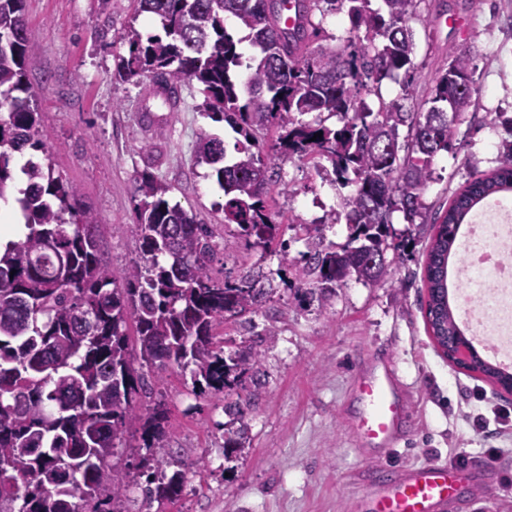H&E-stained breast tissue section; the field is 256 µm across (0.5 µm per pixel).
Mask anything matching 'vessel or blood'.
<instances>
[{
    "instance_id": "1",
    "label": "vessel or blood",
    "mask_w": 512,
    "mask_h": 512,
    "mask_svg": "<svg viewBox=\"0 0 512 512\" xmlns=\"http://www.w3.org/2000/svg\"><path fill=\"white\" fill-rule=\"evenodd\" d=\"M351 395L358 408L348 416L347 425L358 442L370 449L399 446L408 405L400 394L394 369L361 370ZM467 476V471L438 462L403 470L370 495L368 510L432 512L436 505L453 501L457 486Z\"/></svg>"
}]
</instances>
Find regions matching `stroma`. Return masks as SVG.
Listing matches in <instances>:
<instances>
[{"label": "stroma", "mask_w": 512, "mask_h": 512, "mask_svg": "<svg viewBox=\"0 0 512 512\" xmlns=\"http://www.w3.org/2000/svg\"><path fill=\"white\" fill-rule=\"evenodd\" d=\"M135 0H26L31 38L28 82L35 93L49 154L28 151L16 158L51 160L75 184L99 223L105 224L104 258L114 274L139 259L131 226L139 197L137 179L150 170L168 186L170 203L196 213L206 224L224 221V192L210 166L198 163L201 133L224 141L234 158L237 134L199 111L198 85L182 88L176 111L145 99L141 84L114 80L112 73L128 45V27L142 34L161 28ZM433 24H414V63L420 98H428L451 45L476 44L475 78L481 87L457 126L464 147L439 153L438 178L423 192L431 211L442 212L471 176L497 165L500 129L496 111L512 117V0H432ZM282 187L268 196L273 215L297 224L325 223L327 241L347 240L344 225L330 216L351 186L322 179L313 164L290 159L281 165ZM397 230H409L411 260L398 267L394 286L352 282L326 302L299 300L277 248L247 246L233 234L219 239V264L238 278L260 268L275 287L263 311L247 323L226 324L224 348L241 338L275 328L265 345L262 384L249 416L250 445L224 456L223 394L193 393L189 374L171 368L154 387L168 414L170 470L186 469L181 496L168 512H364L374 484L391 472L430 461L456 465L458 456L476 465L472 480L461 482L458 506L434 512H512V394L482 375L448 361L428 331L422 306L423 249L431 225L408 227L393 213ZM393 359L409 407L406 440L392 453L375 457L347 428L354 376L373 358ZM497 449L488 459V449Z\"/></svg>", "instance_id": "1"}]
</instances>
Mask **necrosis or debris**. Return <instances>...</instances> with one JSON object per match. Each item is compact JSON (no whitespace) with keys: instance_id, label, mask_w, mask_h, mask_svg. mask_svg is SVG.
I'll return each mask as SVG.
<instances>
[{"instance_id":"1","label":"necrosis or debris","mask_w":512,"mask_h":512,"mask_svg":"<svg viewBox=\"0 0 512 512\" xmlns=\"http://www.w3.org/2000/svg\"><path fill=\"white\" fill-rule=\"evenodd\" d=\"M461 245L459 314L503 356H512V202L479 215Z\"/></svg>"}]
</instances>
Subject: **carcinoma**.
<instances>
[{"label": "carcinoma", "mask_w": 512, "mask_h": 512, "mask_svg": "<svg viewBox=\"0 0 512 512\" xmlns=\"http://www.w3.org/2000/svg\"><path fill=\"white\" fill-rule=\"evenodd\" d=\"M139 12L159 18L165 37H143L129 27L121 36L129 53L113 78L137 79L148 98L156 86L178 95L195 82L204 115L243 137L232 163L224 140L208 133L196 145L198 162L212 166L224 191V228L251 246L280 243L281 263L295 268V292L323 306L351 281L394 282V262L404 263L408 240L391 216L434 224L426 250L425 318L439 347L444 338L464 342L448 298V261L457 231L487 198L512 192V117L500 121L506 137L498 165L472 177L441 215L422 201L434 180L441 151L462 148L455 125L479 92L471 68L476 47L448 48V64L430 97L412 109L398 101L365 98L385 79H401L404 99H414V21L425 22L430 0H297L294 27H278L268 0H137ZM346 11L349 35L331 49L311 48L321 33L315 14ZM232 19L248 30L259 56L243 60L228 33ZM31 41L24 0H0V201L13 188L11 161L27 148L49 156L32 106L26 62ZM315 113L312 122L299 117ZM334 117L337 125H325ZM280 120L274 153L261 134ZM405 136H400L401 129ZM322 133L316 138L314 134ZM324 159L330 181L354 185L331 223L346 224L343 245L324 243L325 224H305L309 251L300 262L280 241L284 220L268 208L280 184V162ZM27 186L16 202L22 235L0 244V500L18 512H121L117 502L135 482L118 464L127 426L142 422L141 441L155 462L145 488L156 512L182 493L185 472L166 473L167 417L147 372L176 367L194 388L224 394V454L250 444L247 415L255 394L236 391L258 371L263 352L243 340L224 357L219 330L257 313L274 293L264 275L248 270L236 280L214 273L216 230L169 203L168 187L152 173L137 180L139 203L133 232L143 262L122 276L101 257L107 225L82 204L79 190L54 174L51 164L21 167ZM469 370L512 392V373L476 355Z\"/></svg>", "instance_id": "carcinoma-1"}]
</instances>
